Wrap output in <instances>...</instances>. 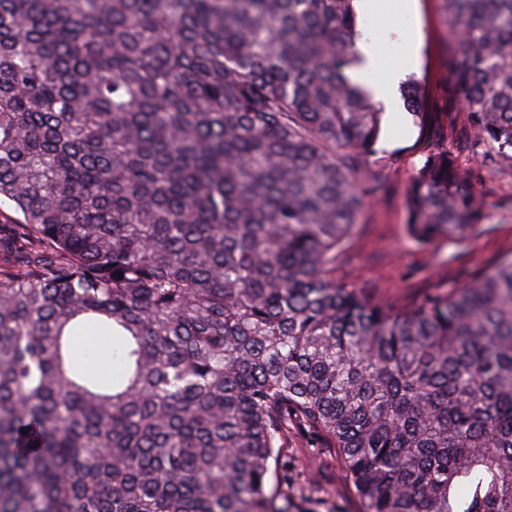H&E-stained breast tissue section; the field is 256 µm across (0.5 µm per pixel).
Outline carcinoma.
Returning <instances> with one entry per match:
<instances>
[{"label": "carcinoma", "mask_w": 512, "mask_h": 512, "mask_svg": "<svg viewBox=\"0 0 512 512\" xmlns=\"http://www.w3.org/2000/svg\"><path fill=\"white\" fill-rule=\"evenodd\" d=\"M354 2L0 0V512H272L294 423L364 512H512V259L399 311L334 276L384 167ZM439 2L512 160V0ZM407 205L483 210L444 148Z\"/></svg>", "instance_id": "obj_1"}]
</instances>
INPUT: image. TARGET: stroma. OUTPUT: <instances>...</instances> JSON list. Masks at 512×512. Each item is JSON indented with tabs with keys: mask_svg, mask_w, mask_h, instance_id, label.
Listing matches in <instances>:
<instances>
[{
	"mask_svg": "<svg viewBox=\"0 0 512 512\" xmlns=\"http://www.w3.org/2000/svg\"><path fill=\"white\" fill-rule=\"evenodd\" d=\"M364 42L375 44L383 65H403L428 88L431 119L416 123L406 111L387 113V131L377 148L386 157L384 187L372 197L336 257L337 281L355 284L375 300L403 307L425 293L448 290L474 279L512 256V163L457 132V104L448 87L449 34L438 0H413L408 11L376 15L359 10ZM448 144L462 163L472 165L483 203V219L465 241L440 240L422 248L407 230L409 178L430 149ZM288 458L298 485L289 490L287 512H362L348 478L330 449L313 433L295 430Z\"/></svg>",
	"mask_w": 512,
	"mask_h": 512,
	"instance_id": "35a3bbf8",
	"label": "stroma"
}]
</instances>
